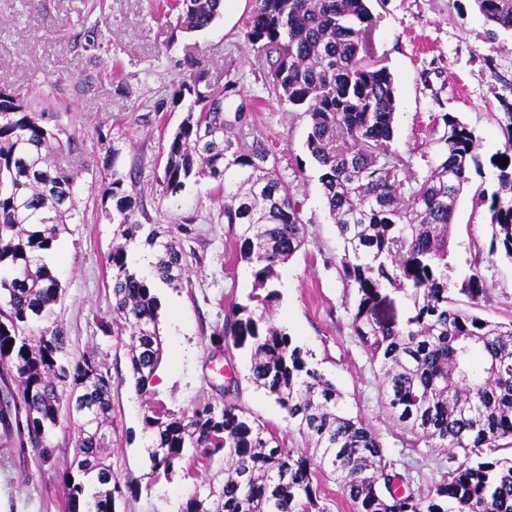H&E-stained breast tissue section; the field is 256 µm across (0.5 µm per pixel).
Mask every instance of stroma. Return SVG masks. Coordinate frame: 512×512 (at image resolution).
Listing matches in <instances>:
<instances>
[{
    "instance_id": "1",
    "label": "stroma",
    "mask_w": 512,
    "mask_h": 512,
    "mask_svg": "<svg viewBox=\"0 0 512 512\" xmlns=\"http://www.w3.org/2000/svg\"><path fill=\"white\" fill-rule=\"evenodd\" d=\"M378 19L376 58L395 79L396 148L427 176L441 149L442 114L458 117L481 140L450 231L448 291L461 308L493 322L512 321V262L489 259V214L483 194L498 187L495 160L507 138L501 121L512 103V32L488 25L474 0H371ZM251 0H236L207 30L186 33L160 0H0V86L30 94L44 124L59 128L62 157L76 179L75 210L54 250L64 289L55 319L66 351L97 352L112 374V425L106 435L112 474L123 496L116 512H179L210 473L170 480L151 476L143 418L153 404L189 413L199 404L232 401L258 418L287 447H302L288 417L249 379V351L213 345L234 304L254 288L250 266L238 260L222 216L224 191L202 178L177 195L162 185L167 142L188 101L174 94L192 70L212 87L233 83L249 108L247 138L269 144L280 173L302 203L306 242L279 269L276 322L310 350L317 368L342 391L351 413L381 437L384 453L413 489L426 490L448 469V453L431 449L395 426L381 403L377 366L350 329L357 291L336 270L342 240L332 223L320 172L306 139L308 114L267 93L257 52L246 39ZM97 30L89 42V30ZM120 170L151 223L190 231L182 237L189 269L181 287L157 284L163 354L149 395L134 387L125 336H107L112 319V202L108 188ZM479 276L486 297L471 304L463 281ZM76 424L61 414L52 461L18 459L0 435V512H64L61 475L73 456Z\"/></svg>"
}]
</instances>
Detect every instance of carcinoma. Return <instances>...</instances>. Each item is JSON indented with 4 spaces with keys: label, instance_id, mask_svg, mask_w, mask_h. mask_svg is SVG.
Listing matches in <instances>:
<instances>
[{
    "label": "carcinoma",
    "instance_id": "carcinoma-1",
    "mask_svg": "<svg viewBox=\"0 0 512 512\" xmlns=\"http://www.w3.org/2000/svg\"><path fill=\"white\" fill-rule=\"evenodd\" d=\"M247 41L268 65V93L285 97L311 120L306 146L317 163L329 216L343 242L336 270L357 290L352 335L378 365L383 407L392 422L428 448L448 449V471L428 491L403 489L381 437L349 414L336 385L272 323L277 267L305 244L306 222L292 186L263 141L233 133L247 124L241 102L225 112L234 86L216 91L202 71L182 83L193 97L168 143L163 186L172 194L207 176L224 186V223L236 252L267 289L254 305L236 304L215 345L251 351L250 379L274 397L313 454L286 448L237 404L205 403L192 414L162 405L144 416L152 474L182 462L209 467L224 457V481L194 492L180 512H327L312 476H335L353 512H512V321L496 323L448 297V233L480 139L457 117L442 115L444 151L419 178L393 147L395 83L375 58L377 19L368 0H253ZM486 22L512 30V0H474ZM224 0H178L180 28L210 27ZM507 140L498 189L488 206L489 255L512 260V105H504ZM62 148L33 102L0 89V432L15 456L54 457L51 442L62 401L78 416L79 439L62 473L66 512H115L112 468L102 427L111 421L112 374L95 354L70 360L64 330L52 320L63 288L47 260L74 210L75 176L50 158ZM113 324L129 336L130 371L148 392L162 358L156 283H182L183 243L145 229L124 176L112 169ZM154 252L150 273L133 266L128 245ZM409 301L401 327L374 317L381 291ZM483 367L476 370L474 358ZM505 440L507 444L500 445ZM468 462L453 465L458 454Z\"/></svg>",
    "mask_w": 512,
    "mask_h": 512
}]
</instances>
